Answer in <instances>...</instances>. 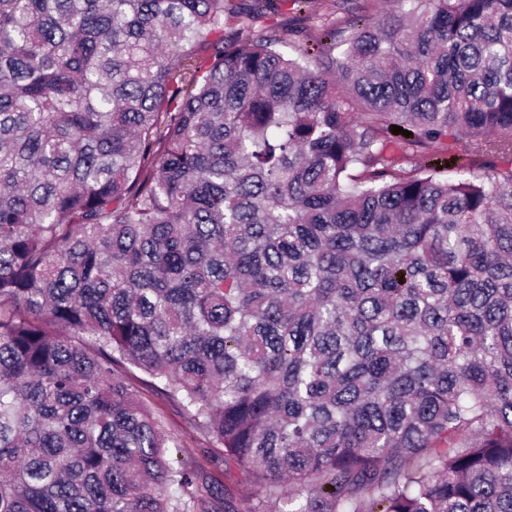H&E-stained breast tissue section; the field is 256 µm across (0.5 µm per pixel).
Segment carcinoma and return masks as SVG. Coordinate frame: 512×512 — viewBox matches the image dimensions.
<instances>
[{"mask_svg": "<svg viewBox=\"0 0 512 512\" xmlns=\"http://www.w3.org/2000/svg\"><path fill=\"white\" fill-rule=\"evenodd\" d=\"M268 5L0 0V512H195L135 371L224 512H512V0ZM309 14L303 21L298 20L296 6L293 2H278L275 11L267 10L261 18L243 32V37L259 38L269 35L273 30L288 28V37L280 46L281 51L292 53V46L297 43L315 45L320 39L324 23H335L342 27L345 22L360 15L385 13L392 4L380 0H310ZM432 159L434 163H441L442 166L447 167L450 163L449 170L456 171L457 169L469 170L473 164L479 162V158L470 157L451 150L447 145H437L429 151L417 158V162L423 164L427 160ZM137 376L143 377L139 373ZM138 377H130V382L140 399L163 420L168 431L177 439L179 448L169 449L175 464L201 472L210 484L218 486L225 494L238 496L251 492L247 479L241 473L225 471L222 448L209 443L174 401Z\"/></svg>", "mask_w": 512, "mask_h": 512, "instance_id": "carcinoma-1", "label": "carcinoma"}]
</instances>
